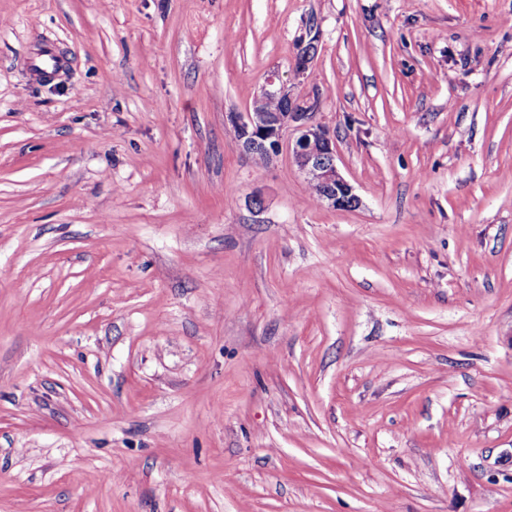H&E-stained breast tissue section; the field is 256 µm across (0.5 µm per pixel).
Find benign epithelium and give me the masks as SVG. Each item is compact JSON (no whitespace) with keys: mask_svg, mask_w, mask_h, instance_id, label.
<instances>
[{"mask_svg":"<svg viewBox=\"0 0 512 512\" xmlns=\"http://www.w3.org/2000/svg\"><path fill=\"white\" fill-rule=\"evenodd\" d=\"M277 79L275 73L268 75L248 111L232 116L243 149L250 154L259 149L269 161L282 151L283 132L291 125L298 136L288 150L309 185L317 190L320 201L340 210L359 207L360 198L354 187L336 166L335 138L312 121L317 101L293 94L277 84ZM273 99L282 103L284 111L269 110Z\"/></svg>","mask_w":512,"mask_h":512,"instance_id":"obj_1","label":"benign epithelium"}]
</instances>
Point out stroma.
Segmentation results:
<instances>
[{
	"mask_svg": "<svg viewBox=\"0 0 512 512\" xmlns=\"http://www.w3.org/2000/svg\"><path fill=\"white\" fill-rule=\"evenodd\" d=\"M0 512H512V0H0ZM275 72L255 95L247 112L234 113L232 122L243 149L263 164L283 149V132L289 125L299 133L288 150L309 185L317 190L320 201L340 210H353L360 205L354 187L336 166V141L330 132L312 121L317 101L294 95L284 85H277ZM270 107L274 112H271ZM285 112H282V106ZM261 152H255V150ZM255 152V153H254ZM314 193L318 197L316 191Z\"/></svg>",
	"mask_w": 512,
	"mask_h": 512,
	"instance_id": "1",
	"label": "stroma"
}]
</instances>
